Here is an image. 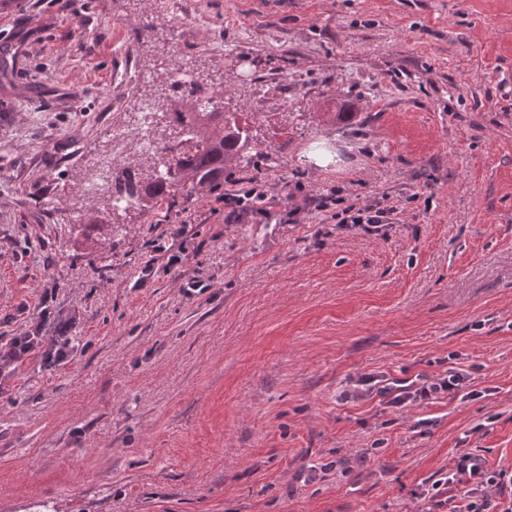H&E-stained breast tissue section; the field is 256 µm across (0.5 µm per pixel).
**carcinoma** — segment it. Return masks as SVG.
<instances>
[{
  "label": "carcinoma",
  "mask_w": 512,
  "mask_h": 512,
  "mask_svg": "<svg viewBox=\"0 0 512 512\" xmlns=\"http://www.w3.org/2000/svg\"><path fill=\"white\" fill-rule=\"evenodd\" d=\"M181 129L160 140L162 169L134 180L119 166L112 178V192L137 199L139 206L189 198L204 190L224 185V176L234 170L258 174L262 152L247 128L232 112H214L199 125L195 136Z\"/></svg>",
  "instance_id": "obj_1"
}]
</instances>
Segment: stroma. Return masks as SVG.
Instances as JSON below:
<instances>
[{"label": "stroma", "mask_w": 512, "mask_h": 512, "mask_svg": "<svg viewBox=\"0 0 512 512\" xmlns=\"http://www.w3.org/2000/svg\"><path fill=\"white\" fill-rule=\"evenodd\" d=\"M82 4L0 0V345L74 346L0 371V512H415L462 449L512 471V0ZM188 58L273 204L85 196ZM333 187L398 223H286ZM453 366L480 397H349Z\"/></svg>", "instance_id": "1"}]
</instances>
